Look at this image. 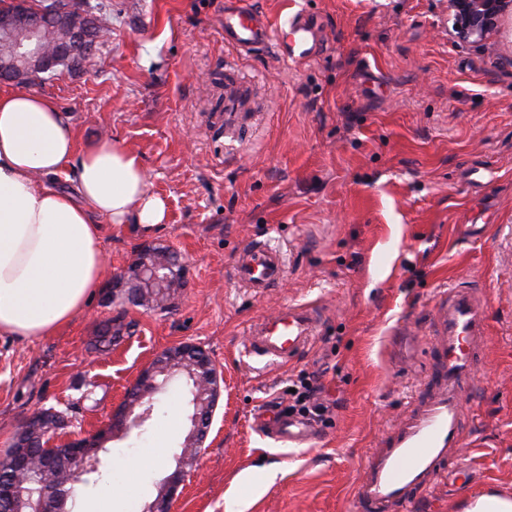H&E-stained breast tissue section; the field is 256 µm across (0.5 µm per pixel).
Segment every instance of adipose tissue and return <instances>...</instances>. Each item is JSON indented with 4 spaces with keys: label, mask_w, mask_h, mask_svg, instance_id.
<instances>
[{
    "label": "adipose tissue",
    "mask_w": 512,
    "mask_h": 512,
    "mask_svg": "<svg viewBox=\"0 0 512 512\" xmlns=\"http://www.w3.org/2000/svg\"><path fill=\"white\" fill-rule=\"evenodd\" d=\"M66 172L76 195L53 183ZM167 215L136 154L107 139L77 147L73 126L51 99L0 91V336H51L69 325L99 291L103 223L147 229ZM163 461L155 451L135 465ZM135 465L118 461L92 512L127 504Z\"/></svg>",
    "instance_id": "adipose-tissue-1"
}]
</instances>
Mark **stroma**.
<instances>
[{
    "label": "stroma",
    "mask_w": 512,
    "mask_h": 512,
    "mask_svg": "<svg viewBox=\"0 0 512 512\" xmlns=\"http://www.w3.org/2000/svg\"><path fill=\"white\" fill-rule=\"evenodd\" d=\"M93 2L112 17L107 39L28 89L66 114L78 145L109 137L133 150L167 202L150 232L106 225L103 284L148 244L180 254L186 284L162 313L101 293L55 335L0 336V456L42 408L66 412L74 433L99 428L157 355L193 345L220 397L171 512H224L231 490L251 498L248 512H356L366 455L429 391L437 295L472 282L489 319L469 399L473 476L437 482L414 512H465L490 489L512 497V34L493 52L450 41L448 0H250L273 24L306 9L324 32L315 58L290 65L270 48L225 47L224 0ZM231 63L249 101L228 131ZM254 239L286 265L264 296L233 280L234 253ZM287 304L321 306L322 331L293 362L257 368L248 328ZM117 317L120 339L95 350ZM317 371L335 406L315 439L293 447L259 432V413ZM158 407L146 434L114 438L112 458L180 445L175 406ZM271 464L274 483L253 496V468Z\"/></svg>",
    "instance_id": "1"
}]
</instances>
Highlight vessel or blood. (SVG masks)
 <instances>
[{"label":"vessel or blood","instance_id":"b4317fda","mask_svg":"<svg viewBox=\"0 0 512 512\" xmlns=\"http://www.w3.org/2000/svg\"><path fill=\"white\" fill-rule=\"evenodd\" d=\"M319 41L304 15L275 28L247 0H224V43L239 54L270 44L283 62L299 63L315 55ZM245 91V82L231 76L224 87L225 121L236 117ZM232 269L236 283L256 296L278 287L286 274L282 253L258 240L237 250ZM322 322L317 306L281 307L250 327L245 352L269 364H288L312 344ZM487 334V298L482 288L457 284L442 292L431 315L432 391L415 399L369 451L354 493L359 512H412L419 495L438 480L467 475L460 462L470 422L466 397L473 389ZM266 421L283 443L300 445L314 436L312 426L301 418L270 414Z\"/></svg>","mask_w":512,"mask_h":512}]
</instances>
